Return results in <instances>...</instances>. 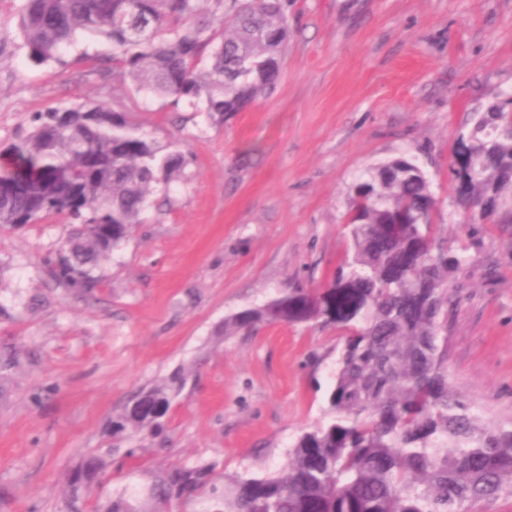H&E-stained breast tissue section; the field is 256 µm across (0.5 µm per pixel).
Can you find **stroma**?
Returning a JSON list of instances; mask_svg holds the SVG:
<instances>
[{"mask_svg": "<svg viewBox=\"0 0 512 512\" xmlns=\"http://www.w3.org/2000/svg\"><path fill=\"white\" fill-rule=\"evenodd\" d=\"M21 0H0V165L48 107L102 102L187 165L154 190L94 288L52 277L63 220L0 230V512H65L80 456L111 450L100 494L164 468L217 479L277 473L302 431L327 420L339 329L274 322L228 331L235 313L318 289L352 254L349 190L405 157L455 238V139L512 92V0H295L279 83L217 122L112 79V46L80 32L32 66ZM448 318V378L485 427L512 425V224L479 231ZM182 372L162 431L112 440L132 397Z\"/></svg>", "mask_w": 512, "mask_h": 512, "instance_id": "obj_1", "label": "stroma"}]
</instances>
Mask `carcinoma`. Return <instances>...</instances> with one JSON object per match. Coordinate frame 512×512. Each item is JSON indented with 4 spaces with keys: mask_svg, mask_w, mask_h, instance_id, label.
<instances>
[{
    "mask_svg": "<svg viewBox=\"0 0 512 512\" xmlns=\"http://www.w3.org/2000/svg\"><path fill=\"white\" fill-rule=\"evenodd\" d=\"M294 0H23L19 28L31 63L57 60L79 31L112 44V77L171 97L219 122L277 84ZM221 22V27L214 26ZM500 112H476L459 138L470 147L469 197L456 246L424 224L438 204L411 159L365 170L350 187L352 256L316 298L302 288L244 309L226 323L254 331L273 322L316 321L345 331L327 403L332 419L302 432L282 472L236 475L213 467L160 472L144 492L124 488L95 512H468L512 498V427L487 428L448 382V312L459 304L452 275L466 264L478 226L512 224V93ZM7 151L18 167L0 193V228L50 216L67 220L54 276L91 288L100 257L140 223L152 187L185 158L163 154L122 111L104 103L48 108ZM164 388L135 395L112 420V436L155 434L170 404ZM109 461L84 454L67 480V512H80Z\"/></svg>",
    "mask_w": 512,
    "mask_h": 512,
    "instance_id": "carcinoma-1",
    "label": "carcinoma"
}]
</instances>
